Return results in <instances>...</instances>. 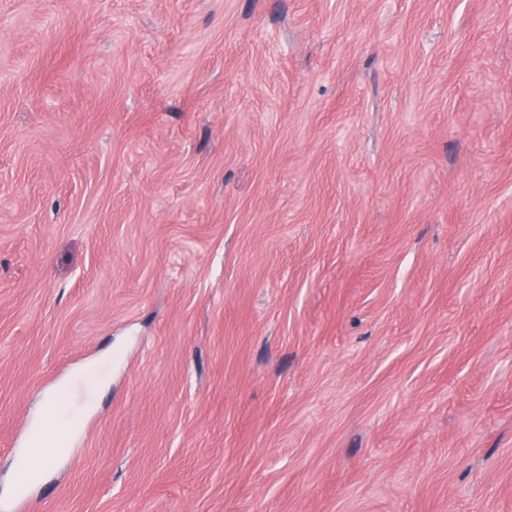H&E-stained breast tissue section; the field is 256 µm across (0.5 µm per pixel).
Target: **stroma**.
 Wrapping results in <instances>:
<instances>
[{"mask_svg":"<svg viewBox=\"0 0 512 512\" xmlns=\"http://www.w3.org/2000/svg\"><path fill=\"white\" fill-rule=\"evenodd\" d=\"M23 512H512V0H0V480Z\"/></svg>","mask_w":512,"mask_h":512,"instance_id":"stroma-1","label":"stroma"}]
</instances>
